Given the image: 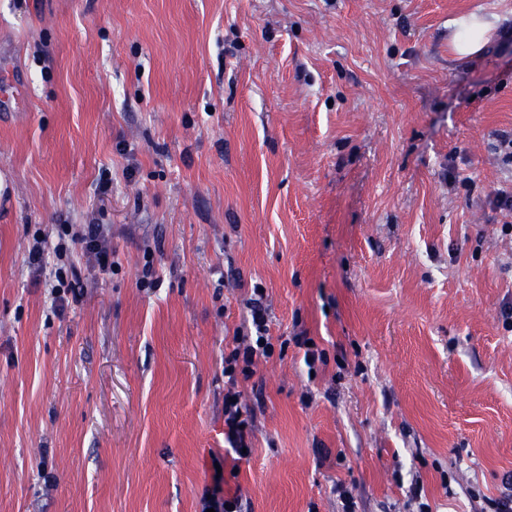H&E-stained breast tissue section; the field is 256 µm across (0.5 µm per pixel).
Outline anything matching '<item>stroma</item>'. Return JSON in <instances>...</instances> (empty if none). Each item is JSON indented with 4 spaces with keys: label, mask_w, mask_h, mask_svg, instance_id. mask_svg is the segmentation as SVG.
<instances>
[{
    "label": "stroma",
    "mask_w": 512,
    "mask_h": 512,
    "mask_svg": "<svg viewBox=\"0 0 512 512\" xmlns=\"http://www.w3.org/2000/svg\"><path fill=\"white\" fill-rule=\"evenodd\" d=\"M512 0H0V512H480L512 474ZM81 298L53 309L61 225ZM152 262L153 287L137 284ZM265 288L280 352L224 349ZM303 334L324 354L307 367ZM498 20V18L490 20L477 12H472L454 21L451 46L455 55L466 57L480 52ZM75 241L89 253L97 257L99 266L106 270L112 267V249L108 245L107 234L102 224H82ZM265 300V288L254 286L245 302L250 335L244 334L242 327L237 329L232 348L228 352L224 350V384L228 386L224 393V442L236 453L237 460L247 459L251 454L255 414L235 389L240 381L250 380L259 364L267 362L274 351ZM214 509L215 512H241L242 499L239 496L218 498L217 490L206 493L202 498V512Z\"/></svg>",
    "instance_id": "35a3bbf8"
}]
</instances>
